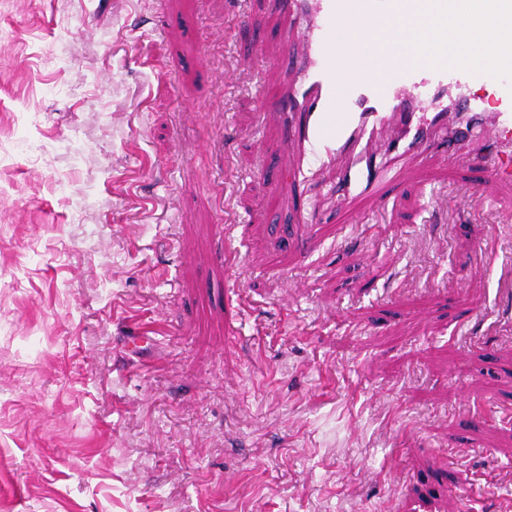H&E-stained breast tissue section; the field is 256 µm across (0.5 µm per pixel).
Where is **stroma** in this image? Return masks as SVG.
Returning a JSON list of instances; mask_svg holds the SVG:
<instances>
[{
  "instance_id": "obj_1",
  "label": "stroma",
  "mask_w": 512,
  "mask_h": 512,
  "mask_svg": "<svg viewBox=\"0 0 512 512\" xmlns=\"http://www.w3.org/2000/svg\"><path fill=\"white\" fill-rule=\"evenodd\" d=\"M247 14L262 22H244ZM270 0H0V512H512V183L309 189ZM299 229L292 236V248L302 257L310 255L317 247V244L308 230V225L317 222L315 214L302 212L298 216Z\"/></svg>"
}]
</instances>
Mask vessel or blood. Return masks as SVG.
Returning a JSON list of instances; mask_svg holds the SVG:
<instances>
[{
  "mask_svg": "<svg viewBox=\"0 0 512 512\" xmlns=\"http://www.w3.org/2000/svg\"><path fill=\"white\" fill-rule=\"evenodd\" d=\"M296 28L284 36L286 78L263 103L266 120L283 133L277 179L283 193L298 192L312 169L338 170L342 201L362 196L394 201L403 167L434 157L440 139L457 143L455 155L482 160V173L512 181V46L463 28L459 40L481 45L467 62L448 59V32L428 43L435 60L407 62L419 48L409 17L421 0H272ZM367 24L369 38L349 45L345 26ZM354 52L356 63L342 59ZM292 248L310 255L317 244L300 213Z\"/></svg>",
  "mask_w": 512,
  "mask_h": 512,
  "instance_id": "obj_1",
  "label": "vessel or blood"
}]
</instances>
